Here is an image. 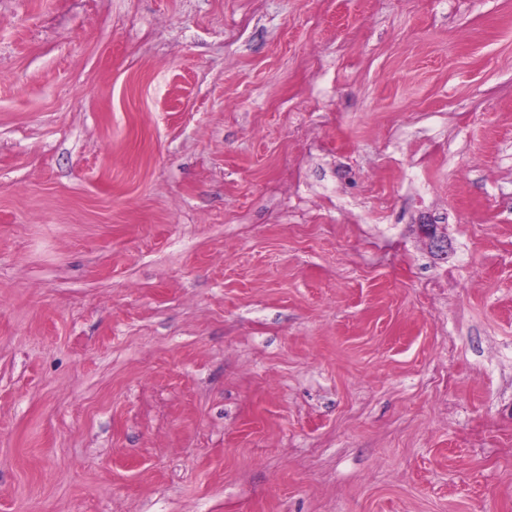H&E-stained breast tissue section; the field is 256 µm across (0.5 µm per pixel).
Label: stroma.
I'll list each match as a JSON object with an SVG mask.
<instances>
[{
  "mask_svg": "<svg viewBox=\"0 0 512 512\" xmlns=\"http://www.w3.org/2000/svg\"><path fill=\"white\" fill-rule=\"evenodd\" d=\"M0 512H512V0H0Z\"/></svg>",
  "mask_w": 512,
  "mask_h": 512,
  "instance_id": "stroma-1",
  "label": "stroma"
}]
</instances>
